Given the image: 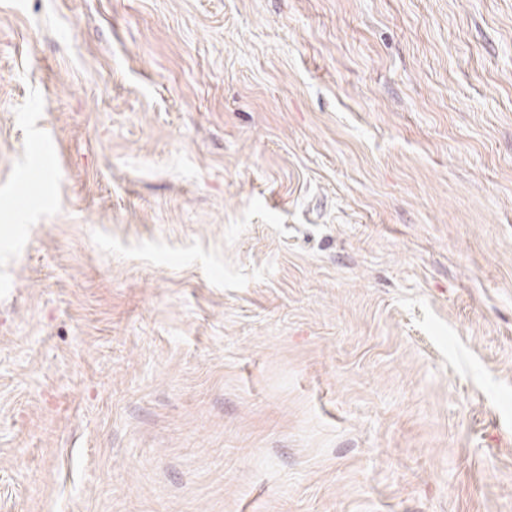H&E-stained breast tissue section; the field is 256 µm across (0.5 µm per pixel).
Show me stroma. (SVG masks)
<instances>
[{
    "label": "stroma",
    "mask_w": 512,
    "mask_h": 512,
    "mask_svg": "<svg viewBox=\"0 0 512 512\" xmlns=\"http://www.w3.org/2000/svg\"><path fill=\"white\" fill-rule=\"evenodd\" d=\"M0 512H512V0H0Z\"/></svg>",
    "instance_id": "obj_1"
}]
</instances>
